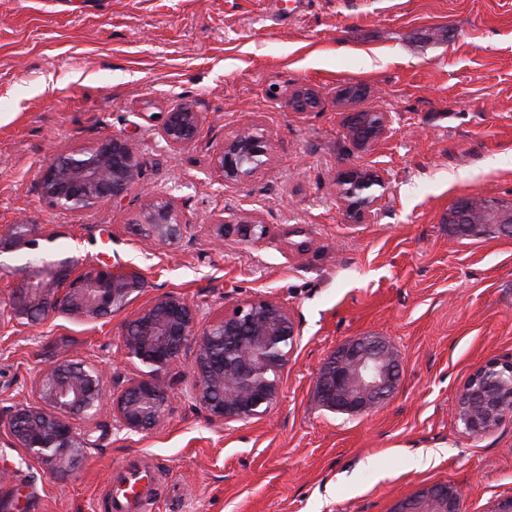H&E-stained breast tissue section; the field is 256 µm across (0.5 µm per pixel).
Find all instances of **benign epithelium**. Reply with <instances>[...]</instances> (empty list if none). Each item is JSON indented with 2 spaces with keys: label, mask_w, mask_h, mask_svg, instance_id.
<instances>
[{
  "label": "benign epithelium",
  "mask_w": 512,
  "mask_h": 512,
  "mask_svg": "<svg viewBox=\"0 0 512 512\" xmlns=\"http://www.w3.org/2000/svg\"><path fill=\"white\" fill-rule=\"evenodd\" d=\"M202 115L188 105L171 107L158 134L172 149H183L196 139ZM387 123L383 112H354L348 135L359 146L382 136ZM269 156L267 137L256 126L241 128L224 143L214 158L224 186L252 176ZM141 176L134 142L114 135L88 147L73 149L48 160L41 170L39 191L52 207L71 213L94 210L105 201L118 203ZM382 180L357 168L339 180L340 195L351 217L366 222L376 200L367 191ZM474 199L462 198L448 210V222L495 224L503 236H512L511 210H483ZM159 243L179 238L183 224L175 200L155 196L135 215ZM244 238L260 239L266 225L246 213L237 221ZM41 224L0 225V254L37 250L52 242ZM21 283L0 321L35 326L47 316L62 313L86 322L97 321L124 309L148 282L137 269L85 268L75 256L41 257L19 269ZM297 335L288 311L272 300L259 299L236 307L229 315L200 327L198 314L184 297L168 293L141 306L126 322L122 351L136 368L116 399L112 415L131 433L152 430L168 409L172 392L165 375L190 348H195L192 370L194 397L211 420L249 423L265 415L279 399L281 373L288 362V345ZM512 376V360L493 358L470 374L457 399L458 419L473 435L496 428L512 412V379L494 378L496 371ZM398 359L384 342L360 336L342 345L323 365L316 390L325 407L361 414L383 405L397 385ZM102 371L85 360L54 364L38 385L32 403L14 407L0 421V433L25 456L48 466L53 477L64 476L96 447L87 431L73 423L91 417L107 402ZM390 512H458V496H447L439 485L427 486L397 501Z\"/></svg>",
  "instance_id": "1"
}]
</instances>
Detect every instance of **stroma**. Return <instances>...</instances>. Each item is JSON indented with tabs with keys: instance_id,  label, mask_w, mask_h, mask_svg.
I'll return each instance as SVG.
<instances>
[{
	"instance_id": "1",
	"label": "stroma",
	"mask_w": 512,
	"mask_h": 512,
	"mask_svg": "<svg viewBox=\"0 0 512 512\" xmlns=\"http://www.w3.org/2000/svg\"><path fill=\"white\" fill-rule=\"evenodd\" d=\"M356 83L368 94L343 104ZM302 87L317 103L297 111ZM179 103L203 124L174 151L158 129ZM353 109L388 113L386 134L355 145ZM253 124L270 161L224 187L212 158ZM115 134L135 141L141 163L121 204L77 214L43 201L51 155ZM350 167L384 181L365 224L338 195ZM155 194L188 224L173 243L133 221ZM465 197L512 209V0H0V225H45L56 239L44 253L134 266L144 300L179 293L201 323L270 298L298 331L277 403L250 423L210 420L187 355L150 433L119 429L108 406L79 420L97 446L66 477L0 437V512H97L133 459L156 473L155 512H389L432 484L452 486L460 512H491L512 497V413L475 437L456 404L476 367L512 358V238L454 233L448 210ZM241 212L266 224L265 239L241 236ZM135 311L0 324V418L67 358L98 365L117 396L134 374L122 334ZM368 334L397 353V389L369 413L327 409L322 365Z\"/></svg>"
}]
</instances>
